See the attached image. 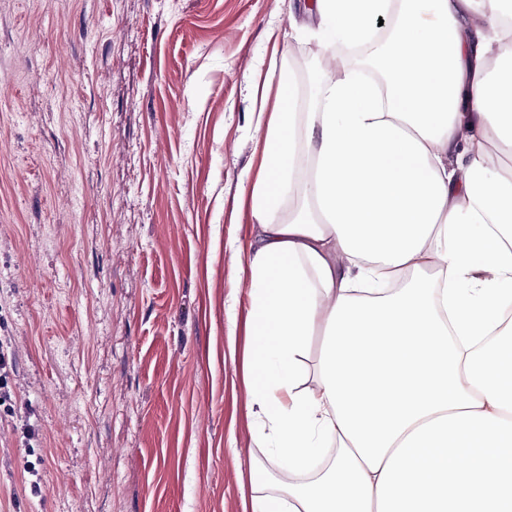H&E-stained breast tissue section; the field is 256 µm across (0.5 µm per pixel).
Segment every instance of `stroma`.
<instances>
[{
  "label": "stroma",
  "mask_w": 512,
  "mask_h": 512,
  "mask_svg": "<svg viewBox=\"0 0 512 512\" xmlns=\"http://www.w3.org/2000/svg\"><path fill=\"white\" fill-rule=\"evenodd\" d=\"M315 0H0V512H244L258 116Z\"/></svg>",
  "instance_id": "obj_1"
}]
</instances>
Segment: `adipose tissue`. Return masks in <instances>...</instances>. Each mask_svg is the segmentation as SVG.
<instances>
[{
  "label": "adipose tissue",
  "instance_id": "ef3b65f1",
  "mask_svg": "<svg viewBox=\"0 0 512 512\" xmlns=\"http://www.w3.org/2000/svg\"><path fill=\"white\" fill-rule=\"evenodd\" d=\"M247 246L250 512H512V0H316ZM398 14L369 62L337 55Z\"/></svg>",
  "mask_w": 512,
  "mask_h": 512
}]
</instances>
